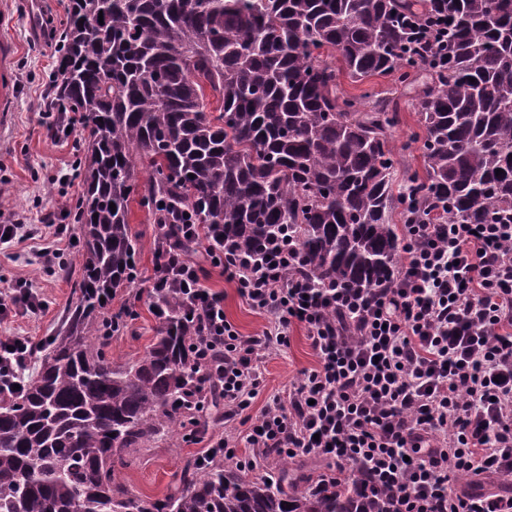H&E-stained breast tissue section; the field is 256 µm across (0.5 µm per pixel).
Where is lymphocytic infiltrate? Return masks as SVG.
I'll return each mask as SVG.
<instances>
[{
    "mask_svg": "<svg viewBox=\"0 0 512 512\" xmlns=\"http://www.w3.org/2000/svg\"><path fill=\"white\" fill-rule=\"evenodd\" d=\"M198 236L195 224L157 225L151 285L193 308L202 372L190 408L223 407L242 426L201 461L252 471L275 456L315 457L328 479L384 512H512V490L483 487L512 478V224L406 225L392 287L363 291L304 276L289 237L258 262L220 246L197 260L172 244ZM207 264L267 318L262 334L240 335L225 319L223 292L201 281ZM44 306L26 277L0 287L2 316ZM296 324L316 364L251 415L264 363ZM38 348L0 338L1 399Z\"/></svg>",
    "mask_w": 512,
    "mask_h": 512,
    "instance_id": "f902f5d3",
    "label": "lymphocytic infiltrate"
}]
</instances>
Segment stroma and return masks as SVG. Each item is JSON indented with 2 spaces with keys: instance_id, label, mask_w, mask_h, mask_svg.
<instances>
[{
  "instance_id": "35a3bbf8",
  "label": "stroma",
  "mask_w": 512,
  "mask_h": 512,
  "mask_svg": "<svg viewBox=\"0 0 512 512\" xmlns=\"http://www.w3.org/2000/svg\"><path fill=\"white\" fill-rule=\"evenodd\" d=\"M69 0H0V12L11 21L7 32L19 45L16 62L18 91L17 110L8 133L0 136V210L27 224L43 223L48 213H55L58 223L68 225L71 237H79L74 222V208L83 195V183L76 172L85 152L79 133L54 134L50 119L44 118L47 96L53 95L52 73L57 65L56 48L49 43L52 31L62 29ZM343 93L355 99L361 111H370L379 101L390 100L399 109V124L394 140L397 173L423 172L419 143L412 137L421 133L417 114V87L396 83L393 77L375 75L361 81L347 74L339 76ZM72 174L71 182H60L61 174ZM131 233L138 242L137 267L140 280L118 290L109 305V314L122 307L132 310L125 326L110 340L104 351L118 362L141 358L154 341L160 323L149 306L147 292L154 268L156 226L146 207L132 202L129 213ZM42 239L0 244V284L26 274L34 290L45 299V310L33 317L0 318V336H27L33 341L59 335L80 281L79 248L65 250L63 256L43 263L34 255L43 248ZM205 286L224 294V315L242 335L262 332L266 318L252 310L240 297L233 283L220 269L205 267ZM289 343L280 355L267 359L266 382L254 399L253 412H260L271 395L287 394L303 370L316 362L303 327H292ZM238 423L225 419L222 411L209 409L195 429L193 441L183 436L163 438L142 449L131 458L120 478L130 493L139 498H160L178 484L186 462L195 461L212 439L233 431Z\"/></svg>"
}]
</instances>
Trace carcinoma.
<instances>
[{"instance_id": "carcinoma-1", "label": "carcinoma", "mask_w": 512, "mask_h": 512, "mask_svg": "<svg viewBox=\"0 0 512 512\" xmlns=\"http://www.w3.org/2000/svg\"><path fill=\"white\" fill-rule=\"evenodd\" d=\"M63 34L53 85L89 154L74 214L81 278L62 335L0 401V512H379L332 484L287 490L219 462L187 463L157 499L118 481L176 417L190 425L174 407L195 372L187 306L170 293L151 295L166 318L142 358L103 353L106 301L137 271V168L141 204L156 214L165 200L205 241L260 254L286 231L315 280L387 288L394 213L512 223V0H71ZM342 69L429 77L424 175L396 178L398 110L357 111Z\"/></svg>"}]
</instances>
